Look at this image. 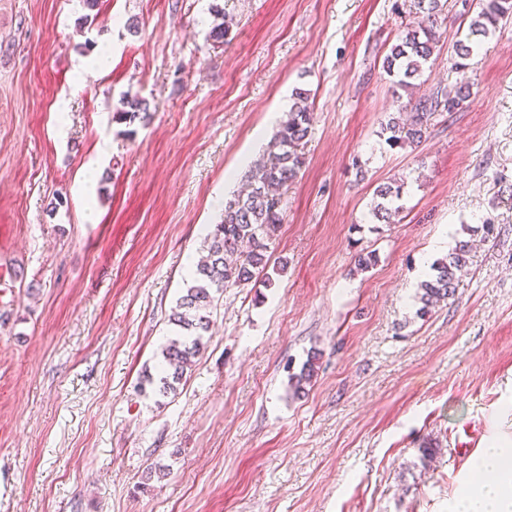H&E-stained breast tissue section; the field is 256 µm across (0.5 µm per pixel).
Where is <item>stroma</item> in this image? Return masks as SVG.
<instances>
[{"label":"stroma","instance_id":"stroma-1","mask_svg":"<svg viewBox=\"0 0 512 512\" xmlns=\"http://www.w3.org/2000/svg\"><path fill=\"white\" fill-rule=\"evenodd\" d=\"M410 4L0 0V512H453L485 448L512 442V23L455 68L478 7L448 0L418 92L471 96L392 148L409 95L382 62ZM103 52L107 73L81 70ZM297 88L314 122L271 284L225 289L176 392L142 391L184 258ZM126 96L149 119L115 122ZM486 218L455 295L418 318L432 253ZM404 183L393 186L392 184H383L376 191V201L371 214L378 222L391 223L390 219L398 214L401 206H394L395 200L402 197ZM319 356V353L314 352L303 363L300 372L292 374L289 378V384L293 389L294 395L299 397L301 394H305L306 385H310L315 376L317 363L320 359Z\"/></svg>","mask_w":512,"mask_h":512}]
</instances>
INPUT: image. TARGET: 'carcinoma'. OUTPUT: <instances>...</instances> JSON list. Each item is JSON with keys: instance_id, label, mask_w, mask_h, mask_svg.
Wrapping results in <instances>:
<instances>
[{"instance_id": "1", "label": "carcinoma", "mask_w": 512, "mask_h": 512, "mask_svg": "<svg viewBox=\"0 0 512 512\" xmlns=\"http://www.w3.org/2000/svg\"><path fill=\"white\" fill-rule=\"evenodd\" d=\"M480 12L471 21L467 32L455 45L458 69L465 67L482 42L495 35L500 23L512 20V0H478ZM442 0H413L415 13L421 20L415 26L406 27L404 35L392 45L383 60L385 73L396 78V85L411 90L413 80L421 73L422 65L432 56L441 34L437 18L442 13ZM470 97V86L461 82L450 90L439 89L436 93L421 97L410 105V112L392 117L383 127L390 146L414 145L421 142L428 122L437 112H453ZM310 93L295 90L288 118L281 123L268 146L266 155L257 163L249 177V189L227 200L224 218L214 225L202 256L191 274L192 285L186 289L168 317L175 336L168 339L158 367L159 392L167 394L178 382L204 348L203 333L210 325V309L214 306L212 291L240 287L251 283L265 271L268 265L266 243L281 224L282 196L271 194L291 185L305 166L302 149L309 136L313 120ZM119 123H133L148 118L147 103L139 98L125 97L113 115ZM404 185L384 184L376 191L372 208L373 218L388 223L401 207L394 201L401 199ZM471 263V244L459 240L455 247L432 266V274L420 282L417 315L423 317L438 303L454 296L458 286V274ZM319 361L313 353L303 363L300 372L289 378L294 395L305 393L311 384Z\"/></svg>"}]
</instances>
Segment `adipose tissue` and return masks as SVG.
Listing matches in <instances>:
<instances>
[{
  "instance_id": "1",
  "label": "adipose tissue",
  "mask_w": 512,
  "mask_h": 512,
  "mask_svg": "<svg viewBox=\"0 0 512 512\" xmlns=\"http://www.w3.org/2000/svg\"><path fill=\"white\" fill-rule=\"evenodd\" d=\"M512 448L494 444L475 464L477 477L457 503V512H512Z\"/></svg>"
}]
</instances>
